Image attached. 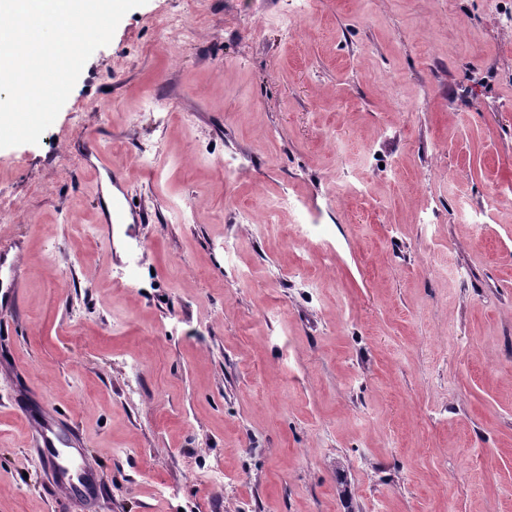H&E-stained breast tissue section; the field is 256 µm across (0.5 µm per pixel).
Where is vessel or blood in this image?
<instances>
[{
  "label": "vessel or blood",
  "mask_w": 512,
  "mask_h": 512,
  "mask_svg": "<svg viewBox=\"0 0 512 512\" xmlns=\"http://www.w3.org/2000/svg\"><path fill=\"white\" fill-rule=\"evenodd\" d=\"M17 414L31 429L37 452L53 472L52 492L67 495L74 506L83 510L103 497L106 489L98 484L91 464H83L74 472L63 462V449L78 455L83 452V442L76 430L64 427L54 410L28 402L18 403Z\"/></svg>",
  "instance_id": "vessel-or-blood-1"
}]
</instances>
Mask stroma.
<instances>
[{"label": "stroma", "mask_w": 512, "mask_h": 512, "mask_svg": "<svg viewBox=\"0 0 512 512\" xmlns=\"http://www.w3.org/2000/svg\"><path fill=\"white\" fill-rule=\"evenodd\" d=\"M0 207V512H64L29 390L91 512H512V0H147ZM16 410L32 430L37 452L53 472L52 496L60 492L67 495L74 506L90 508L108 493L104 486L98 484L94 467L84 460L83 442L76 427L71 430L64 427L54 410L28 402L18 403ZM64 443L81 458L83 466L79 471L73 472L64 464L60 448Z\"/></svg>", "instance_id": "35a3bbf8"}]
</instances>
